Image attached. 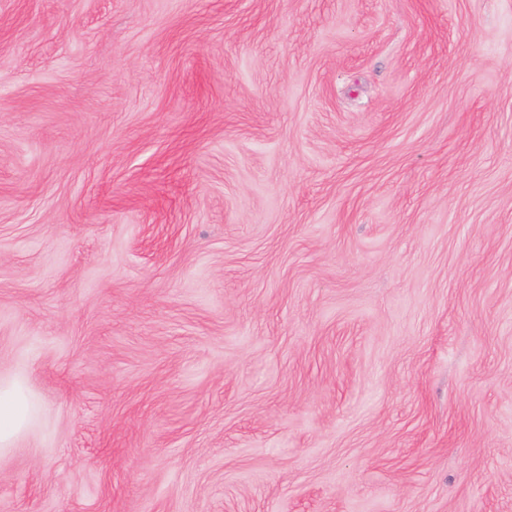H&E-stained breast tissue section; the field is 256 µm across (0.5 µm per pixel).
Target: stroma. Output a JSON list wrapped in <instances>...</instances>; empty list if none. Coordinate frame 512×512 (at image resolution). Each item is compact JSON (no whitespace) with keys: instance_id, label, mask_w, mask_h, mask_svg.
Here are the masks:
<instances>
[{"instance_id":"stroma-1","label":"stroma","mask_w":512,"mask_h":512,"mask_svg":"<svg viewBox=\"0 0 512 512\" xmlns=\"http://www.w3.org/2000/svg\"><path fill=\"white\" fill-rule=\"evenodd\" d=\"M0 512H512V0H0ZM31 409L30 398L19 380L0 379V451L10 448L25 429Z\"/></svg>"}]
</instances>
